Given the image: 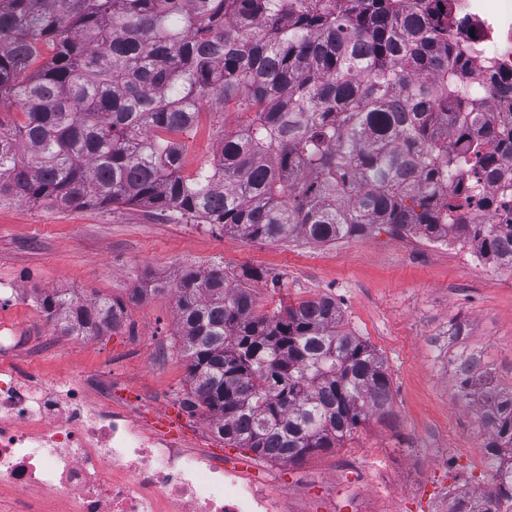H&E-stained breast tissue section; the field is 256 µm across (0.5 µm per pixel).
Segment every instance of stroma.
Returning a JSON list of instances; mask_svg holds the SVG:
<instances>
[{
    "label": "stroma",
    "instance_id": "stroma-1",
    "mask_svg": "<svg viewBox=\"0 0 512 512\" xmlns=\"http://www.w3.org/2000/svg\"><path fill=\"white\" fill-rule=\"evenodd\" d=\"M216 140V122L206 118L185 141V173L213 158ZM218 264L230 275L264 271L252 285L262 312L334 297L347 329L386 362L393 416L370 419L337 448L296 464L225 445L206 417L183 407L190 385L173 294L130 299L152 278L173 284L184 268ZM0 282L18 291L0 320L25 328L23 367L79 374L93 399L109 379L147 390L151 408L172 416L174 442L241 465L286 497L291 512H448L449 493H477L491 480L477 412L456 397L455 359L484 353L498 383L512 385V276L473 269L422 238L381 226L331 245L267 243L136 205L58 210L13 199L0 202ZM55 288L125 301L121 325L101 336L63 335L39 305Z\"/></svg>",
    "mask_w": 512,
    "mask_h": 512
}]
</instances>
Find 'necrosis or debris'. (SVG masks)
Here are the masks:
<instances>
[{"mask_svg": "<svg viewBox=\"0 0 512 512\" xmlns=\"http://www.w3.org/2000/svg\"><path fill=\"white\" fill-rule=\"evenodd\" d=\"M450 12L486 63L487 108L511 109L512 0H450ZM500 174L475 193L469 172L454 176L468 223H486L485 202L512 182L511 161ZM22 348L19 328L0 321V512H289L268 485L158 434L141 417L145 394L106 382L128 402L109 412L81 379L22 371Z\"/></svg>", "mask_w": 512, "mask_h": 512, "instance_id": "1", "label": "necrosis or debris"}]
</instances>
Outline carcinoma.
Returning a JSON list of instances; mask_svg holds the SVG:
<instances>
[{"instance_id":"obj_1","label":"carcinoma","mask_w":512,"mask_h":512,"mask_svg":"<svg viewBox=\"0 0 512 512\" xmlns=\"http://www.w3.org/2000/svg\"><path fill=\"white\" fill-rule=\"evenodd\" d=\"M409 0H0V201L140 204L270 243L333 244L386 225L436 241L470 225L449 173L512 160V112L477 98L474 53ZM234 112L212 161L183 173L206 102ZM458 146L448 150V134ZM482 256L512 265V223L487 201ZM245 268H186L171 291L187 405L224 442L296 463L392 413L384 359L336 300L257 310ZM40 307L66 336L117 328L125 304L54 290ZM458 397L479 408L493 486L450 512H512V386L475 351Z\"/></svg>"}]
</instances>
